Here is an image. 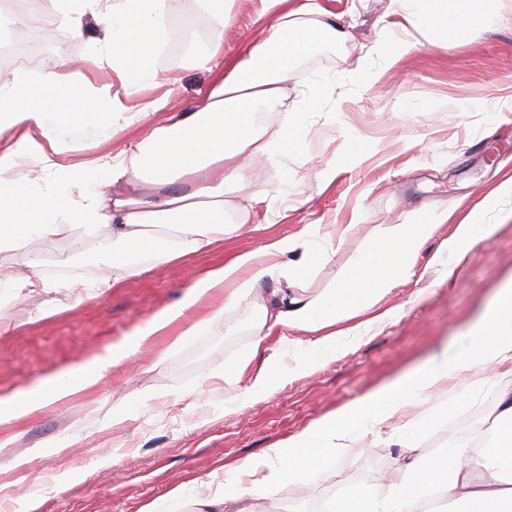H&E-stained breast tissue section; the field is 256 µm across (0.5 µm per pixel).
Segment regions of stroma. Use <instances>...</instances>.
<instances>
[{
	"label": "stroma",
	"mask_w": 512,
	"mask_h": 512,
	"mask_svg": "<svg viewBox=\"0 0 512 512\" xmlns=\"http://www.w3.org/2000/svg\"><path fill=\"white\" fill-rule=\"evenodd\" d=\"M340 16L352 37L317 46L295 67L326 78L324 108L297 152L282 163L262 161L247 172L255 196L249 221L257 232L226 239L213 253L161 266L113 283L110 253L93 254L91 244L64 232L36 242L31 250L0 252V266L24 269L31 255L41 261L48 288L0 291L7 303L0 318V396L24 395L65 371L83 367L94 354L134 335L157 310L176 302L199 273L243 249L298 233L304 225L322 232L339 224L350 232L338 239L331 259L305 281L309 294L329 287L362 253L380 229L414 224L428 211L464 204L484 209L486 219L512 210V199L485 206L484 196L512 171V0H498L502 20L475 31L452 49L426 46L385 65L376 52L390 0H319ZM17 34L38 32L40 44L12 53L8 67H24L35 80L62 72L63 57L86 55L101 31L88 22L83 36L42 20L38 0H18ZM260 0H235L224 29V51L255 38ZM164 37L196 23L213 32L205 0H166ZM194 50L156 54L161 82L143 100L167 96L168 106L195 105L209 73L189 67ZM369 70H355L359 56ZM502 100L497 114L478 111L492 88ZM368 156L348 159L351 141ZM338 174L321 183L330 163ZM423 278L395 288L389 299L395 318L313 376L297 377L265 401L227 408L236 395L224 382V364L246 352L256 314L241 307L226 318L232 332L215 325L202 336L174 343L156 336L103 380L73 399L9 425L0 438V512H143L169 491L192 480L223 475L225 464L259 457L265 448L299 432L311 421L363 394L372 386L439 353L465 335L470 322L512 282V222L479 240L456 268V284ZM147 400L112 425V409L132 391ZM389 429L366 435L342 455L336 478L359 483L395 479L400 452L385 447ZM29 459L38 480H21L16 458Z\"/></svg>",
	"instance_id": "obj_1"
}]
</instances>
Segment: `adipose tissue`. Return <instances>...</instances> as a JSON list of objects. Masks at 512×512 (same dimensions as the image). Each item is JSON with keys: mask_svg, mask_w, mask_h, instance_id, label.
I'll list each match as a JSON object with an SVG mask.
<instances>
[{"mask_svg": "<svg viewBox=\"0 0 512 512\" xmlns=\"http://www.w3.org/2000/svg\"><path fill=\"white\" fill-rule=\"evenodd\" d=\"M260 2L262 38L247 40L228 55L223 32L234 0H208L213 37L190 64L210 72L211 84L201 106L170 112L164 99H140L144 87L159 79L153 58L163 0H41L43 19L73 35H83L87 22H96L101 37L85 58L65 65L109 69L117 86L95 94L91 109H63L58 99L76 88L67 77L35 83L21 69L0 76V252L75 232L92 243L111 244L113 279L119 282L189 255L209 254L224 239L244 233L245 221H228L226 214L247 212L248 205L227 199V191L242 185L249 161H279L298 150L323 106L324 80L303 78L294 62L320 44L350 37L328 20L318 0ZM392 2L397 20L380 47L391 63L425 41L441 48L465 42L473 30L498 19L494 0ZM291 81L301 86L300 101L269 128L260 114L287 100ZM131 100L137 108H128ZM143 122L144 135L113 150L118 131ZM75 145L85 150V158L66 159ZM29 156L37 158L41 172L19 177L21 161ZM448 219L442 211L384 229L337 283L313 297L300 284L335 246L334 239L320 237L318 225L234 253L196 276L178 302L150 317L136 342L112 345L88 370L61 375L21 400L1 402L0 425L96 385L134 353L137 342L165 334L217 295L221 303L186 325L183 335L197 336L222 323L229 309L256 310L251 348L225 366L224 380L242 384V400L268 399L285 381L315 373L391 321L396 309L387 300L394 288L411 281L426 245L435 247L429 265L439 282H452L453 260L511 221L512 211L501 212L494 225L469 211L451 224L448 237H440ZM268 281L276 287L267 292ZM284 354L291 363L281 372L277 366ZM454 381L463 388L449 403L420 419L408 417L410 407ZM478 384L488 385L495 397L490 425L441 451L417 455L424 430L450 408L470 404ZM385 426L392 429L393 444L414 452L401 479L385 485L340 483L330 488L322 512H512V285L497 289L466 335L441 353L326 413L260 457L227 467L223 478L207 482L206 493L192 495L180 487L146 512H166L168 504L181 502L193 512H254L251 499L276 497L290 482L335 477L337 457Z\"/></svg>", "mask_w": 512, "mask_h": 512, "instance_id": "adipose-tissue-1", "label": "adipose tissue"}]
</instances>
